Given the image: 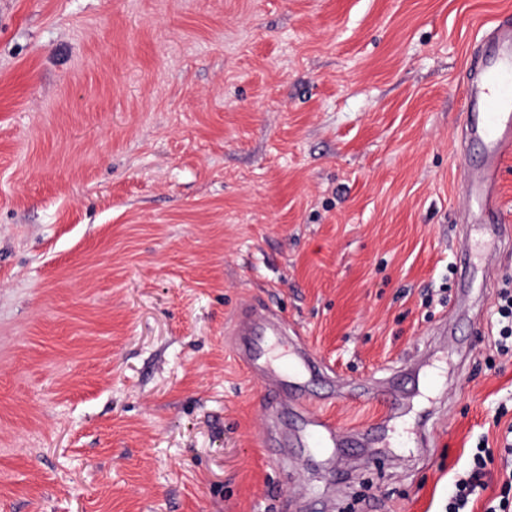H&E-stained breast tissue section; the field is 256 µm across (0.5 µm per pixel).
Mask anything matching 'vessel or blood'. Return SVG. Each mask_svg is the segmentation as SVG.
Listing matches in <instances>:
<instances>
[{
    "label": "vessel or blood",
    "mask_w": 512,
    "mask_h": 512,
    "mask_svg": "<svg viewBox=\"0 0 512 512\" xmlns=\"http://www.w3.org/2000/svg\"><path fill=\"white\" fill-rule=\"evenodd\" d=\"M489 37L491 52L472 55V80L464 101L468 114L465 136L479 139L484 147L481 164L467 168L462 183L465 206L458 258L460 274L468 280L474 274L476 254L512 247V225L502 218L499 205V162L512 150V24H497ZM284 330L283 317L250 305L239 313L232 331L239 359L261 380L266 399L278 408L288 405L289 372L317 368L314 354L305 348L291 360H278L276 368L263 363L265 343ZM306 437L310 447L318 450L334 447L341 434L329 417L315 414L307 423Z\"/></svg>",
    "instance_id": "obj_1"
}]
</instances>
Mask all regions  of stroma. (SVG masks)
I'll list each match as a JSON object with an SVG mask.
<instances>
[{"mask_svg":"<svg viewBox=\"0 0 512 512\" xmlns=\"http://www.w3.org/2000/svg\"><path fill=\"white\" fill-rule=\"evenodd\" d=\"M487 20L512 0H0V512H445L512 426V253L456 285ZM260 300L324 371L276 412L228 334ZM495 305L502 325L495 347L500 355L512 354V289L501 288L496 294ZM308 444L315 450L333 448L341 438L335 423L325 414H313L306 428Z\"/></svg>","mask_w":512,"mask_h":512,"instance_id":"stroma-1","label":"stroma"}]
</instances>
